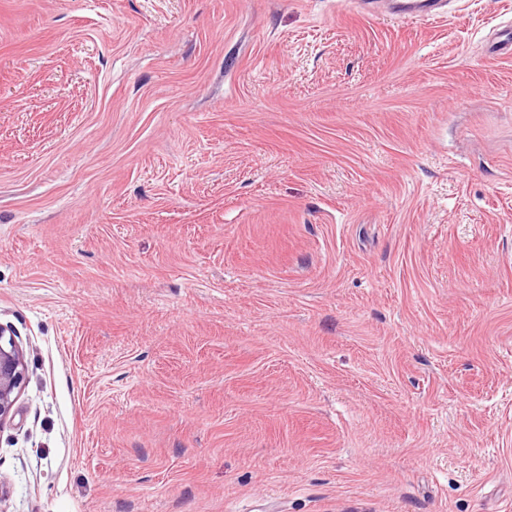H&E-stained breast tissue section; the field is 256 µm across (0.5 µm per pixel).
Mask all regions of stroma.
Instances as JSON below:
<instances>
[{
  "mask_svg": "<svg viewBox=\"0 0 512 512\" xmlns=\"http://www.w3.org/2000/svg\"><path fill=\"white\" fill-rule=\"evenodd\" d=\"M512 0H0V512H512ZM443 0H388L392 14L403 18L430 17L439 14ZM27 363L22 347L0 327V427L9 418L18 392L24 385Z\"/></svg>",
  "mask_w": 512,
  "mask_h": 512,
  "instance_id": "stroma-1",
  "label": "stroma"
}]
</instances>
